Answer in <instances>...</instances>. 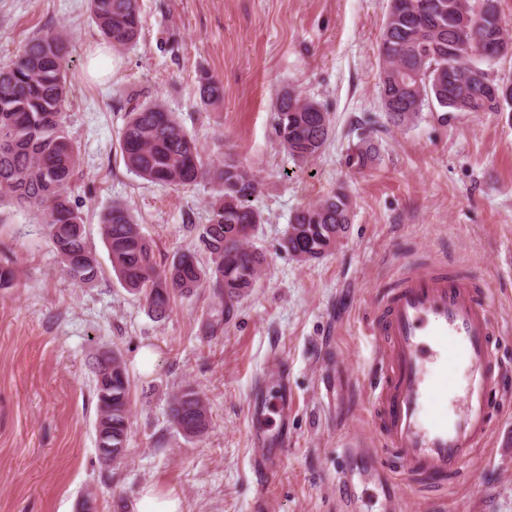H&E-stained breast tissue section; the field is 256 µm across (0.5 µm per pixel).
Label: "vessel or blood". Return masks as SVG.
Masks as SVG:
<instances>
[{
  "label": "vessel or blood",
  "instance_id": "vessel-or-blood-1",
  "mask_svg": "<svg viewBox=\"0 0 512 512\" xmlns=\"http://www.w3.org/2000/svg\"><path fill=\"white\" fill-rule=\"evenodd\" d=\"M489 293L487 284L443 269L400 275L367 327L374 345L375 430L388 453L348 444L337 473L340 491L354 495L360 478L393 500L399 475L432 480L435 493L462 475L490 435L494 400L504 384ZM437 398L446 409L433 415L427 407ZM252 421L253 466L266 474L275 466L273 449L288 445L287 395L258 406Z\"/></svg>",
  "mask_w": 512,
  "mask_h": 512
}]
</instances>
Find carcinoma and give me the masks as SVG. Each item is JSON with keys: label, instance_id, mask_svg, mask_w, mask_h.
I'll use <instances>...</instances> for the list:
<instances>
[{"label": "carcinoma", "instance_id": "1", "mask_svg": "<svg viewBox=\"0 0 512 512\" xmlns=\"http://www.w3.org/2000/svg\"><path fill=\"white\" fill-rule=\"evenodd\" d=\"M90 12L112 49L135 44L141 33L139 0H89ZM500 0H387L378 44L381 100L387 122L407 126L423 107L433 105L448 120L453 112H500L503 85L483 68L482 51H512L502 35ZM69 39L62 31L25 44L15 59L0 67V206L15 204L44 215L47 235L67 275L90 286L101 267L88 245L84 220L73 206L71 191L80 152L68 136L63 115L68 105L66 60ZM224 88L201 77L205 105L223 98ZM275 134L295 160L316 157L333 133L321 106L294 90L276 102ZM126 167L136 176L169 187L200 181L215 186L209 223L200 241L209 253L203 267L181 253L164 269L157 267L151 243L128 209L114 203L100 217L112 270L122 284L144 294L149 309L163 313L172 297L188 296L207 285L229 306L249 295L260 279L264 256L250 243L260 212L252 205L258 181L251 167L233 159L211 166L203 162L194 140L161 101L146 100L128 113L119 136ZM368 140L350 155L358 170L376 160ZM352 202L344 190L297 210L280 249L298 262L320 259L346 237ZM130 380L122 357L106 352L98 362L97 447H126ZM169 416L187 438L203 436L209 427L205 401L191 387L180 390Z\"/></svg>", "mask_w": 512, "mask_h": 512}]
</instances>
